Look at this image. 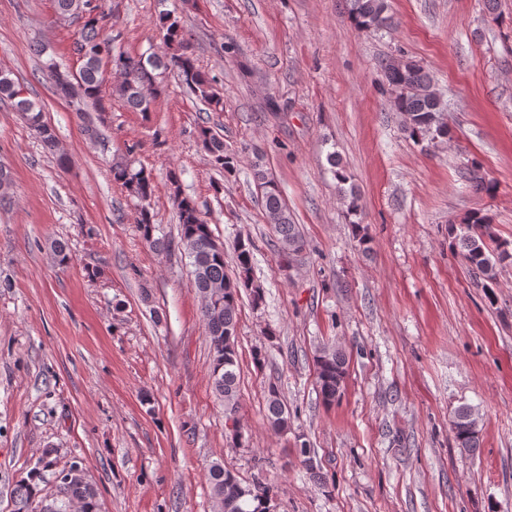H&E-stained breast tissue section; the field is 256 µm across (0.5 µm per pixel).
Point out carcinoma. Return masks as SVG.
I'll use <instances>...</instances> for the list:
<instances>
[{
	"label": "carcinoma",
	"instance_id": "cac0c4a2",
	"mask_svg": "<svg viewBox=\"0 0 512 512\" xmlns=\"http://www.w3.org/2000/svg\"><path fill=\"white\" fill-rule=\"evenodd\" d=\"M56 17L60 21L78 24L72 51L81 62L76 77L70 69L56 66L42 73L51 81L54 92L62 98H76L82 103V111H107L102 95L106 68L118 72L121 80L113 88V94L137 112L151 111L153 101L164 90L158 81L157 71L173 70L195 97L215 112L223 111V99L215 92L213 78L197 64L184 37L181 17L163 15L164 40L167 53L163 57L144 58L127 52H112V43L102 36L105 13L101 0H54ZM351 15L355 26L362 31H377L387 26V0H350ZM381 69L392 91V105L405 117V132L418 139L448 138V125L441 120L444 108L428 94L432 80L424 68L408 62L402 67L393 65L392 59L381 62ZM20 85L10 74L0 72V98L14 101V106L29 127L36 133L44 150L56 156L63 167L66 157L59 153L55 127L43 117V107L19 96ZM210 164L227 175L237 172L240 156L224 147V139L203 128L199 132ZM254 180L260 190L268 223L279 237L281 261L288 264L301 256L305 241L299 225L294 223L288 206L282 198L276 181L267 175L259 162L253 165ZM113 181L121 184L131 196L144 202L140 209V231L144 241L154 249L166 247L165 240L154 237L156 227L150 206L146 205L153 194V182L144 169L136 170L130 164L112 166ZM462 178L477 192L488 194L495 190L494 183L486 179L481 166L471 161ZM170 195L178 210L180 241L193 267L194 287L202 300L201 315L213 354L210 379L215 393L224 404V418L239 414V376L236 347L237 314L240 289H251L252 302L263 301L262 288L253 281L254 254L250 240H242L235 247L236 268L232 273L224 269V245L214 238L210 225L204 220L196 204L183 196L179 177L175 171L168 176ZM449 234L453 244L460 248L468 263L473 280L485 285L496 280L499 267L512 264V242L500 241L489 246L494 234L485 215L473 214L460 225L452 224ZM316 372L319 393L323 401L332 405L340 400L347 375V358L343 350L324 347L316 356ZM291 415L277 387L268 389L266 420L272 430L286 432ZM452 431L456 448L462 455H473L480 448L479 417L469 406L454 411ZM56 461L50 454L40 459L38 466L15 485L13 498L15 512H34L33 504H41L40 512H99L97 494L84 476L73 475L56 484L55 496L41 498L37 480L42 473L52 471ZM213 512H266V504L276 494L275 487L262 475L250 480L241 478L222 461L213 462L208 468Z\"/></svg>",
	"mask_w": 512,
	"mask_h": 512
}]
</instances>
